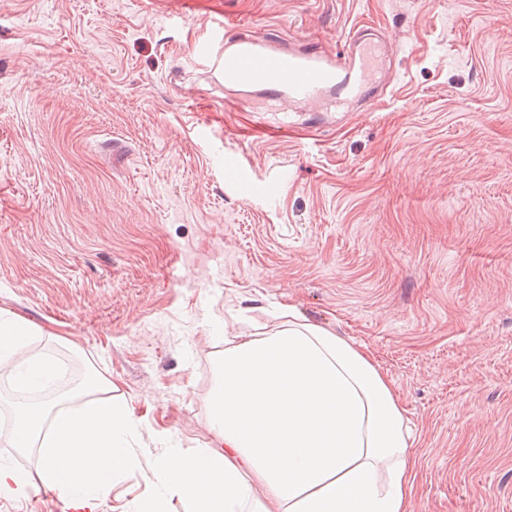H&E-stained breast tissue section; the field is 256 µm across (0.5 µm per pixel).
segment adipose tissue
I'll use <instances>...</instances> for the list:
<instances>
[{
  "instance_id": "obj_1",
  "label": "adipose tissue",
  "mask_w": 512,
  "mask_h": 512,
  "mask_svg": "<svg viewBox=\"0 0 512 512\" xmlns=\"http://www.w3.org/2000/svg\"><path fill=\"white\" fill-rule=\"evenodd\" d=\"M31 328L0 311V364L18 389L51 381L50 355L26 354ZM207 407L214 444L169 439L151 459L155 490L134 512H408L414 465L407 410L371 355L351 339L280 310L275 323L225 333ZM105 383L20 408L12 445L37 449L43 483L65 512H98L139 463L128 402L103 403Z\"/></svg>"
}]
</instances>
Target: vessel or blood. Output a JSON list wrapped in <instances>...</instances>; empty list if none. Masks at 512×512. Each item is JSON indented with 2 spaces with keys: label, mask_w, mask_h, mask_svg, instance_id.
I'll list each match as a JSON object with an SVG mask.
<instances>
[{
  "label": "vessel or blood",
  "mask_w": 512,
  "mask_h": 512,
  "mask_svg": "<svg viewBox=\"0 0 512 512\" xmlns=\"http://www.w3.org/2000/svg\"><path fill=\"white\" fill-rule=\"evenodd\" d=\"M385 61L382 34L357 27L336 54L309 40L284 43L228 32L219 64L226 90L292 105L377 100L380 90L375 74Z\"/></svg>",
  "instance_id": "b4317fda"
}]
</instances>
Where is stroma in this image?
<instances>
[{"instance_id": "35a3bbf8", "label": "stroma", "mask_w": 512, "mask_h": 512, "mask_svg": "<svg viewBox=\"0 0 512 512\" xmlns=\"http://www.w3.org/2000/svg\"><path fill=\"white\" fill-rule=\"evenodd\" d=\"M228 21L329 52L381 29L383 96L241 110ZM288 305L391 379L409 512H512V0H0V310L139 420L99 512L153 493L163 436L211 445L225 329Z\"/></svg>"}]
</instances>
